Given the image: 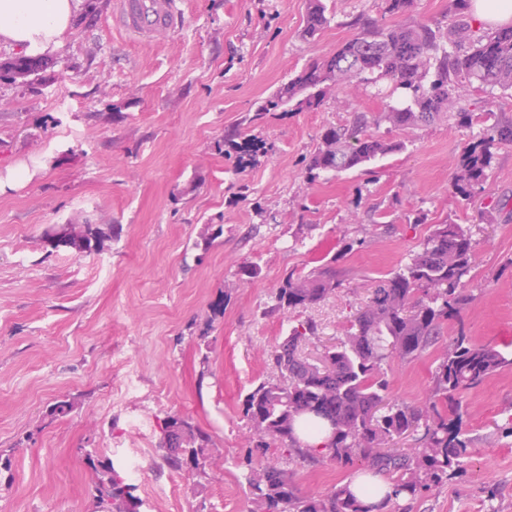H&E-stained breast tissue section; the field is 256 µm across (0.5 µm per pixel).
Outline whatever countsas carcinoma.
Instances as JSON below:
<instances>
[{"instance_id":"obj_1","label":"carcinoma","mask_w":512,"mask_h":512,"mask_svg":"<svg viewBox=\"0 0 512 512\" xmlns=\"http://www.w3.org/2000/svg\"><path fill=\"white\" fill-rule=\"evenodd\" d=\"M384 14L402 17L396 25L361 13L346 26L355 30L336 50L292 75L248 118L252 123L269 112L315 111L333 87H373L395 98L375 124L406 131L443 114L469 123L473 113L459 106L462 89L473 83L512 90V28L479 32L465 19L468 0H449L455 20L449 30L411 18L414 0H382ZM331 22L324 0H307L302 36L316 38ZM50 67L44 57L16 54L0 61V79H25L32 85ZM360 113L345 126L330 127L309 159V178L320 173L363 169L405 143L368 131ZM224 142L248 151L250 140L232 129ZM512 143V122H495L465 148L453 183L455 194L471 198L483 187L498 144ZM117 238L115 228L101 224H65L48 237L53 248L76 254L99 253ZM473 266L472 239L459 224H437L420 250L404 266L372 282L366 305L357 310L346 335L324 347L323 362L311 363L299 348L318 338V325L307 318L288 328L285 339L269 355L272 374L254 384L242 400V415L252 434L253 449L244 458L240 482L255 512H371L347 487L324 495L303 493L288 464L330 461L342 469L366 464L389 479L382 510L407 503L442 484L464 467L471 439L461 434L460 395L505 369L512 353L477 344L465 332L448 343L434 374L432 397L421 405L392 402L383 365L420 357L439 342L444 323L461 321L471 301L464 293ZM341 280L330 266L307 274L288 273L274 296L272 309L300 312L336 294ZM327 431L318 448L299 439ZM422 432L419 446L392 448L391 442ZM158 449L172 471L204 474L210 466V436L190 419L167 416L159 425ZM281 460L252 464L253 451ZM86 466L94 475L90 512H130L135 485L126 481L106 457L89 452Z\"/></svg>"}]
</instances>
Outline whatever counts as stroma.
<instances>
[{
	"mask_svg": "<svg viewBox=\"0 0 512 512\" xmlns=\"http://www.w3.org/2000/svg\"><path fill=\"white\" fill-rule=\"evenodd\" d=\"M114 3L81 0L40 85L0 80V512H88L90 448L124 472L140 463L142 512H252L238 479L250 445L239 402L270 375L267 355L288 332V314L271 308L282 278L336 266L341 288L306 312L321 335L304 353L318 358L372 281L436 224L468 228L474 246L472 300L443 340L461 328L512 351V144L496 150L484 190L465 199L452 188L486 114L512 121V93L468 88L465 125L379 126L404 149L372 171L312 181L324 130L381 115L386 98L361 87L314 112L242 121L349 38L351 16L380 17L382 0H326L334 20L313 40L301 35L305 0H182L179 29L149 43L113 29ZM238 125L264 146L246 165L219 148ZM84 222L115 225L120 238L98 254L51 248L53 229ZM213 225L222 234L196 248ZM439 355L385 364L391 399L428 400ZM63 398L75 409L51 416ZM462 401L472 454L410 512H512V370ZM169 414L211 436L206 474L160 466L156 425ZM291 468L317 495L362 473Z\"/></svg>",
	"mask_w": 512,
	"mask_h": 512,
	"instance_id": "obj_1",
	"label": "stroma"
}]
</instances>
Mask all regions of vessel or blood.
Listing matches in <instances>:
<instances>
[{
	"label": "vessel or blood",
	"instance_id": "1",
	"mask_svg": "<svg viewBox=\"0 0 512 512\" xmlns=\"http://www.w3.org/2000/svg\"><path fill=\"white\" fill-rule=\"evenodd\" d=\"M181 18L180 0H116L112 27L149 42L159 34L176 31Z\"/></svg>",
	"mask_w": 512,
	"mask_h": 512
}]
</instances>
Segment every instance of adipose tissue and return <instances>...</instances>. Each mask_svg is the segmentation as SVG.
<instances>
[{
    "label": "adipose tissue",
    "instance_id": "obj_1",
    "mask_svg": "<svg viewBox=\"0 0 512 512\" xmlns=\"http://www.w3.org/2000/svg\"><path fill=\"white\" fill-rule=\"evenodd\" d=\"M79 0H0V40L23 52L52 51L68 30Z\"/></svg>",
    "mask_w": 512,
    "mask_h": 512
}]
</instances>
